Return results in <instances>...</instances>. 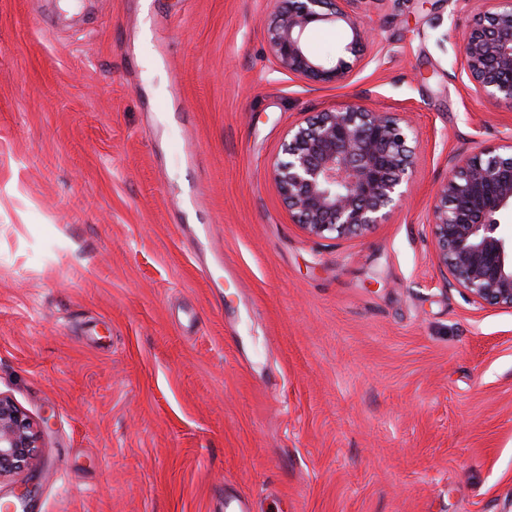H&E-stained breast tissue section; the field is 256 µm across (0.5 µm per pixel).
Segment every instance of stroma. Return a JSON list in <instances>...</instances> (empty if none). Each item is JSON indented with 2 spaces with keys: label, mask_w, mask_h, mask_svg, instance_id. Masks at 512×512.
I'll return each instance as SVG.
<instances>
[{
  "label": "stroma",
  "mask_w": 512,
  "mask_h": 512,
  "mask_svg": "<svg viewBox=\"0 0 512 512\" xmlns=\"http://www.w3.org/2000/svg\"><path fill=\"white\" fill-rule=\"evenodd\" d=\"M85 2L0 0V394L50 420L0 502L512 512V309L448 287L426 222L451 160L512 143L463 70L475 0H357L375 39L337 88L277 69L271 0ZM352 101L416 130L409 201L312 238L270 168Z\"/></svg>",
  "instance_id": "1"
}]
</instances>
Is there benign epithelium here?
<instances>
[{
    "mask_svg": "<svg viewBox=\"0 0 512 512\" xmlns=\"http://www.w3.org/2000/svg\"><path fill=\"white\" fill-rule=\"evenodd\" d=\"M355 0H273L266 19L269 53L278 68L314 84H346L369 37ZM479 12L464 37V70L473 91L512 108V0H477ZM340 25L351 32L345 51L326 66L307 49L312 30ZM413 127L394 112L353 102L315 112L288 129L283 158L271 169L294 223L314 238H349L383 223L406 204L416 165ZM511 151L490 150L455 163L429 214L448 287L474 302L512 309ZM48 419L33 420L0 394V480L37 465Z\"/></svg>",
    "mask_w": 512,
    "mask_h": 512,
    "instance_id": "benign-epithelium-1",
    "label": "benign epithelium"
}]
</instances>
